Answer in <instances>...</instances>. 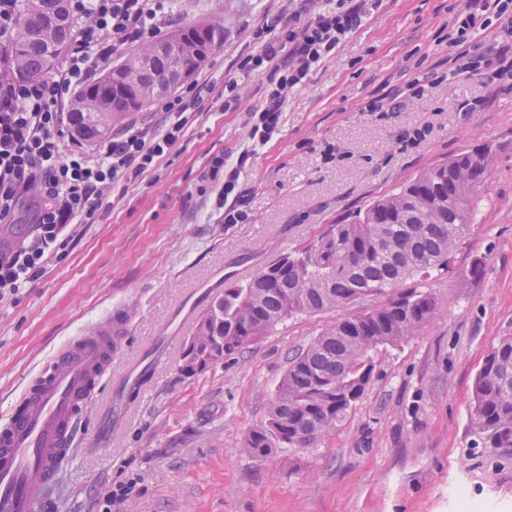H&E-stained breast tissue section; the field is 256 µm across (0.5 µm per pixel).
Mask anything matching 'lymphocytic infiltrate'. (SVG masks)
<instances>
[{
    "label": "lymphocytic infiltrate",
    "mask_w": 512,
    "mask_h": 512,
    "mask_svg": "<svg viewBox=\"0 0 512 512\" xmlns=\"http://www.w3.org/2000/svg\"><path fill=\"white\" fill-rule=\"evenodd\" d=\"M368 2L336 0L302 25L277 16L256 30L260 47L238 69L247 76L266 75L268 92L247 114L243 145L210 160L214 208L225 223L247 221L242 173L280 134L290 94L360 26ZM70 11L75 34L55 74L21 80L0 69V225L25 220L31 226L23 238L0 240V301L42 278L50 263L65 255L77 226L93 222L115 185L137 179L179 142L201 98V87H190L163 104L160 125L128 126L89 149L64 140L62 107L72 90L94 77L116 46L152 43L173 22L169 0H70ZM502 18L512 21V0H465L448 34L457 53L445 81H454L460 71L512 77V67L500 64V52L477 39Z\"/></svg>",
    "instance_id": "f902f5d3"
}]
</instances>
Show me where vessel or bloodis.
<instances>
[{
	"label": "vessel or blood",
	"mask_w": 512,
	"mask_h": 512,
	"mask_svg": "<svg viewBox=\"0 0 512 512\" xmlns=\"http://www.w3.org/2000/svg\"><path fill=\"white\" fill-rule=\"evenodd\" d=\"M127 325L125 307H113L104 323L51 356L0 412V512H55L53 491L101 393L123 402L150 369L149 362H141L121 386L106 388Z\"/></svg>",
	"instance_id": "b4317fda"
}]
</instances>
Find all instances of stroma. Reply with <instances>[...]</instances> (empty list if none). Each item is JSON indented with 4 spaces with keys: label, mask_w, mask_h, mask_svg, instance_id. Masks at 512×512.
Returning <instances> with one entry per match:
<instances>
[{
    "label": "stroma",
    "mask_w": 512,
    "mask_h": 512,
    "mask_svg": "<svg viewBox=\"0 0 512 512\" xmlns=\"http://www.w3.org/2000/svg\"><path fill=\"white\" fill-rule=\"evenodd\" d=\"M309 0H185L174 29L223 27L193 75L203 99L181 140L137 180L118 184L66 255L16 299L0 302V409L46 360L117 304L132 332L112 375L146 352L197 285L199 311L228 281L250 280L396 192L419 172L484 142L497 156L477 200L478 220L453 270L417 282L438 301L415 335L373 355L374 369L346 419L311 448L254 457L243 442L296 352L337 319L374 301L285 318L238 353L182 369L189 323L156 374L128 395L125 414L94 408L63 473L58 512H512V447H492L471 419L475 378L498 340L512 336V87L480 75L436 83L455 50L448 31L460 0H381L286 106L280 135L242 180L244 224L210 218L209 161L243 142L266 77L225 91L253 33ZM420 79L422 100L399 112L364 106ZM470 111H461V104ZM425 129L406 144V131ZM482 260L481 276L470 272ZM108 420V435L93 427Z\"/></svg>",
    "instance_id": "stroma-1"
}]
</instances>
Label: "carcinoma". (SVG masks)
Returning <instances> with one entry per match:
<instances>
[{"label":"carcinoma","instance_id":"1","mask_svg":"<svg viewBox=\"0 0 512 512\" xmlns=\"http://www.w3.org/2000/svg\"><path fill=\"white\" fill-rule=\"evenodd\" d=\"M73 38L69 0H26L5 54L18 79L45 76ZM224 40V28L200 24L147 45L103 72L77 94L69 120L84 141L102 139L128 114L147 109L177 84L172 42H182L192 74ZM494 155L489 145L422 171L308 246L230 282L201 316L188 350L201 359L218 348L231 355L293 313L343 309L372 298L381 304L328 326L288 364L267 423L244 447L264 457L274 448H311L344 421L373 370L370 352L415 335L435 314L436 300L409 280L452 271V258L475 223L476 196ZM472 420L496 448L512 447V337L485 358L473 390Z\"/></svg>","mask_w":512,"mask_h":512}]
</instances>
